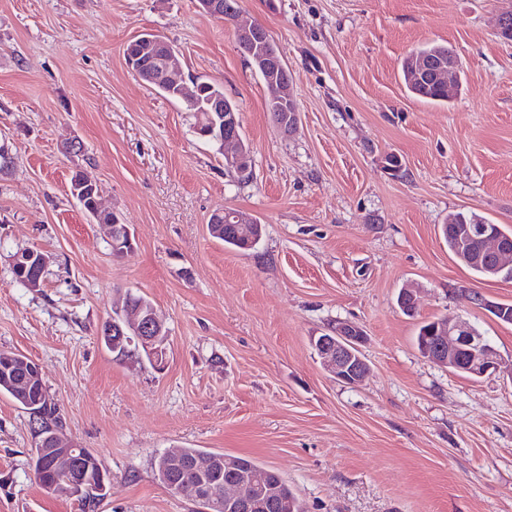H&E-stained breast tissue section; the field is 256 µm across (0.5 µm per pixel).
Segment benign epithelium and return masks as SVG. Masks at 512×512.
<instances>
[{
	"label": "benign epithelium",
	"mask_w": 512,
	"mask_h": 512,
	"mask_svg": "<svg viewBox=\"0 0 512 512\" xmlns=\"http://www.w3.org/2000/svg\"><path fill=\"white\" fill-rule=\"evenodd\" d=\"M201 12L232 23L239 13L236 0H198ZM498 35L512 40V10L504 9L497 18ZM235 38L241 43L250 42L263 46L271 43L268 33L262 26L253 24L235 28ZM134 43L140 47L141 53L154 58L156 69L143 70L138 77L147 83H161L176 87L183 99L194 107L206 104L207 112H218L223 115L220 121H212L200 132L204 138H212L219 142L224 150V166L237 173L244 174L250 169V155L246 152L240 135V113L226 103L220 93L211 95L207 100L200 101L197 96L198 82H193V90L186 89L181 73L178 51L165 39L155 35H145ZM266 83L270 88V101L276 111L275 124L279 130L289 135L295 131L299 113L295 99L291 94L292 77L288 74L283 57L276 54L268 56L260 53L257 58ZM462 63L458 54L448 50V60L434 62L426 57L414 56L410 61V71L419 81L429 79L438 85L447 87L448 98H453L459 85L450 81V77L460 75ZM82 194L91 197L89 216L98 220L106 215L98 200L97 184H88L82 188ZM214 224H230L236 238L249 243H257L260 236L256 235L259 221L244 212L233 213L220 211L213 217ZM453 225V236L457 241L455 256L467 265L477 264L490 280L498 278L512 279V246L509 245L503 230L495 224L482 221L467 223L448 217ZM111 243L123 247L126 251L133 250L131 232L125 224H109ZM50 262V256L44 251L29 248L18 252L13 257V268L30 270L24 284L28 288L41 286L42 274ZM121 336L120 352L123 357L129 353V347L144 351L146 355L158 362L165 356L168 333L164 325L156 317L154 306L145 301L132 308L124 304L116 308V313L109 321L106 335L114 332ZM431 342L425 346L426 359L450 371L465 365L474 377H483L490 372L499 370L502 358L498 350L487 342L482 335L462 320L439 319L435 330L430 336ZM364 341V332L353 322H338L321 336L312 338V346L322 359L327 370L337 380L350 385L360 384L369 371V365L360 354V345ZM15 359L23 362L26 371L12 379L11 385L20 394H29L33 386L43 380L38 365L31 359L17 355ZM30 427L34 441L39 447L46 449V456L40 458L38 468L51 469L66 475L64 486L46 485L50 493L63 491L73 498H82L90 487L86 485L82 473L90 468L92 460L86 451L63 433V428L51 422L44 411L37 405L28 406ZM186 459L182 451L166 452L161 455V470L169 473L182 467ZM190 470L197 475H209L215 470V460L210 456H198L189 461ZM170 488L176 495H187L202 503V512H222L224 504H229L250 512L262 507L264 501L273 496L270 485L259 486L255 480L243 477L228 479L224 482L202 481L194 485L182 484L180 481L170 482Z\"/></svg>",
	"instance_id": "benign-epithelium-1"
}]
</instances>
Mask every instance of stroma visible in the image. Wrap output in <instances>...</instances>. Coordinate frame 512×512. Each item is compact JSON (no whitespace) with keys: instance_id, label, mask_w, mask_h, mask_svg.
Here are the masks:
<instances>
[{"instance_id":"35a3bbf8","label":"stroma","mask_w":512,"mask_h":512,"mask_svg":"<svg viewBox=\"0 0 512 512\" xmlns=\"http://www.w3.org/2000/svg\"><path fill=\"white\" fill-rule=\"evenodd\" d=\"M512 0H239L294 81L299 123L282 134L232 25L197 0H0V350L41 368L66 433L110 475L94 512H199L159 481L174 448L246 456L277 471L304 512H512V377L473 379L418 351L421 322L460 319L512 360V280L488 282L449 252L441 226L475 211L512 230ZM169 41L185 77L219 83L240 113L251 176L199 139L180 100L128 66L144 32ZM452 46L458 96L412 95L401 62ZM84 151L66 152L65 141ZM404 168L392 175L387 154ZM83 169L131 230H108L70 194ZM235 209L265 232L241 252L213 238ZM50 257L40 288L12 257ZM418 290L408 317L396 299ZM477 292L483 309L464 295ZM168 331L163 366L117 358L101 328L126 293ZM349 320L366 336L364 382L337 381L312 337ZM29 416L0 394V512H82L34 478Z\"/></svg>"}]
</instances>
